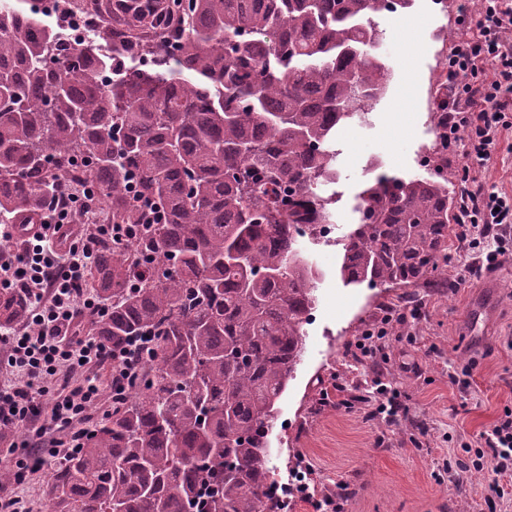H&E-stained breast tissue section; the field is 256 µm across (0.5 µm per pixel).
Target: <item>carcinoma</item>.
Returning a JSON list of instances; mask_svg holds the SVG:
<instances>
[{
	"instance_id": "1",
	"label": "carcinoma",
	"mask_w": 512,
	"mask_h": 512,
	"mask_svg": "<svg viewBox=\"0 0 512 512\" xmlns=\"http://www.w3.org/2000/svg\"><path fill=\"white\" fill-rule=\"evenodd\" d=\"M190 2L177 29L138 11L65 48L40 13L0 0V224L41 219L63 178L51 163L74 162L112 223L137 231L99 243L91 288L109 311L94 335L116 352L159 337L139 385L52 467L51 512H270L269 436L320 281L294 231L335 223L336 133L371 121L392 76L380 19L414 5ZM380 167L337 241L342 281L437 277L448 159L413 176ZM30 309L0 288V331Z\"/></svg>"
}]
</instances>
